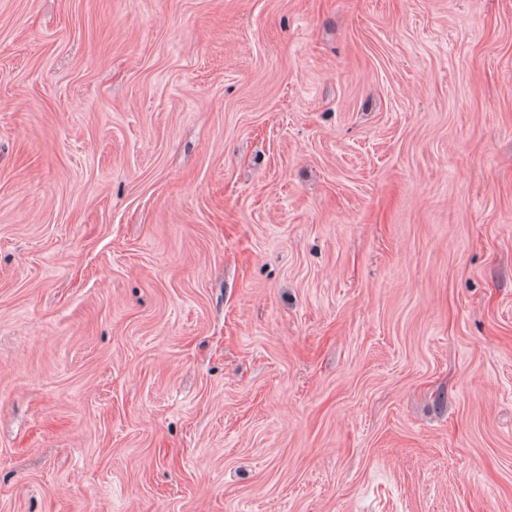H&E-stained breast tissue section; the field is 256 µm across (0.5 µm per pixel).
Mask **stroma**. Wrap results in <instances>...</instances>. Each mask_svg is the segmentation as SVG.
I'll return each mask as SVG.
<instances>
[{
    "label": "stroma",
    "instance_id": "stroma-1",
    "mask_svg": "<svg viewBox=\"0 0 512 512\" xmlns=\"http://www.w3.org/2000/svg\"><path fill=\"white\" fill-rule=\"evenodd\" d=\"M0 512H512V0H0Z\"/></svg>",
    "mask_w": 512,
    "mask_h": 512
}]
</instances>
